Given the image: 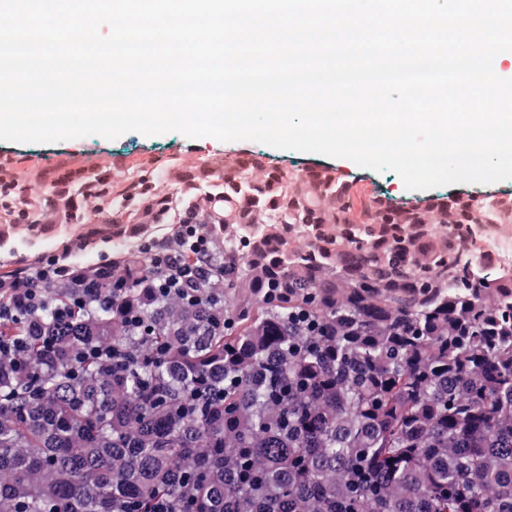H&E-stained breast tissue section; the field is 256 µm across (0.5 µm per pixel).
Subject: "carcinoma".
<instances>
[{
    "instance_id": "cac0c4a2",
    "label": "carcinoma",
    "mask_w": 512,
    "mask_h": 512,
    "mask_svg": "<svg viewBox=\"0 0 512 512\" xmlns=\"http://www.w3.org/2000/svg\"><path fill=\"white\" fill-rule=\"evenodd\" d=\"M224 154L155 194L112 187L63 251L148 238L200 207L210 275L158 291L154 254L0 272V512H512V256L475 197L448 219ZM263 179L253 180L256 173ZM44 224H6L38 240ZM167 236L187 265L200 254ZM99 347L114 357L97 362Z\"/></svg>"
}]
</instances>
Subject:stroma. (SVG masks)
Wrapping results in <instances>:
<instances>
[{
	"mask_svg": "<svg viewBox=\"0 0 512 512\" xmlns=\"http://www.w3.org/2000/svg\"><path fill=\"white\" fill-rule=\"evenodd\" d=\"M257 147V142L250 140L224 143L211 137L192 139L178 132L146 136L136 131L125 133L112 141L98 135H90L46 144L7 141L0 143L1 149L20 153L21 159L16 166V174L20 177L33 169L43 167V158L49 153L74 154V162L78 165L88 158L102 161L111 154L120 156L126 163L123 175L127 178L136 175L143 162L155 159L164 167L160 179L164 189L170 193L175 192L178 187V174L195 171L203 164L222 159L225 150L231 149L245 154ZM265 153L270 164L274 166L294 165L300 169H318L329 165L339 168L342 173L348 175L351 182H354L356 200L360 203L380 192L389 193L399 202L422 200L428 194L423 190L406 189L401 178L394 172H378L363 168L347 159L272 147L266 148ZM72 230V225L62 223L54 226L52 231L35 243L15 240L11 249L0 248V267H14L20 264L39 266L44 256L60 253L62 239Z\"/></svg>",
	"mask_w": 512,
	"mask_h": 512,
	"instance_id": "obj_1",
	"label": "stroma"
}]
</instances>
